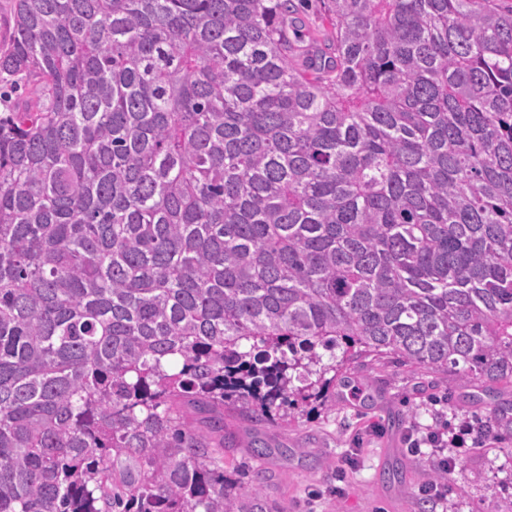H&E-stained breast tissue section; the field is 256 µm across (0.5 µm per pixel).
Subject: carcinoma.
<instances>
[{"mask_svg":"<svg viewBox=\"0 0 512 512\" xmlns=\"http://www.w3.org/2000/svg\"><path fill=\"white\" fill-rule=\"evenodd\" d=\"M320 2L305 45L295 0H12L0 512H287L224 451L302 449L224 411L360 357L512 431V8Z\"/></svg>","mask_w":512,"mask_h":512,"instance_id":"cac0c4a2","label":"carcinoma"}]
</instances>
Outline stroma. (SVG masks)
Returning a JSON list of instances; mask_svg holds the SVG:
<instances>
[{
	"instance_id": "35a3bbf8",
	"label": "stroma",
	"mask_w": 512,
	"mask_h": 512,
	"mask_svg": "<svg viewBox=\"0 0 512 512\" xmlns=\"http://www.w3.org/2000/svg\"><path fill=\"white\" fill-rule=\"evenodd\" d=\"M353 397L345 388L301 405L290 422L260 430L298 449L288 460L262 463L263 488L288 512H418L420 488L433 459L413 454L411 428L458 433V464L448 495L432 512H512V436L482 429L490 408L470 400L459 379L414 371L398 360H359L351 369Z\"/></svg>"
}]
</instances>
